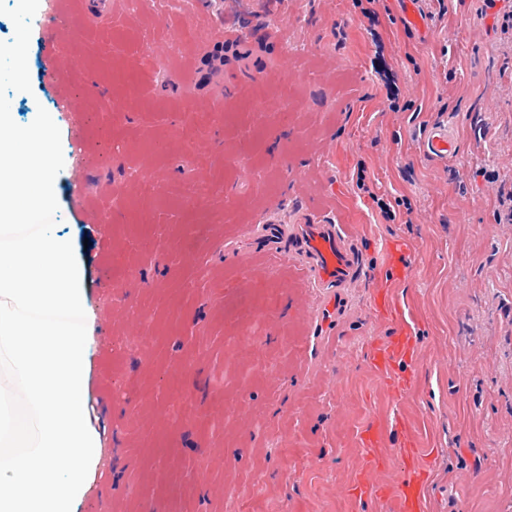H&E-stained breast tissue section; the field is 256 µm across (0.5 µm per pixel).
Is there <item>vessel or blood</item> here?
I'll return each mask as SVG.
<instances>
[{
    "mask_svg": "<svg viewBox=\"0 0 512 512\" xmlns=\"http://www.w3.org/2000/svg\"><path fill=\"white\" fill-rule=\"evenodd\" d=\"M82 14V0H50L45 16L39 21L46 51H53L62 42L85 39L86 30L79 22ZM421 147L436 158L451 156L456 151L447 129L441 126L424 130ZM111 194L108 188L86 194L87 222L100 223L104 214L102 201ZM254 247L256 252L267 256L290 252L302 259L316 297L309 321L311 333L319 339L332 334L341 315L344 293L359 276L358 259L342 226L306 219L284 224L271 218L258 229ZM370 305L376 315L395 326L391 336L370 347L368 359L372 369L384 377L392 396L398 398L407 394L416 380L413 335L416 318L385 288L372 291ZM396 427L402 435L396 448L384 445L386 425L374 423L365 429L361 439L366 450L362 469L349 484L347 496L354 503L369 499L383 501L388 504L389 512H428L426 488L433 459L423 452L420 434L407 419H399ZM393 462L399 469L396 482L367 480V473L386 471Z\"/></svg>",
    "mask_w": 512,
    "mask_h": 512,
    "instance_id": "1",
    "label": "vessel or blood"
}]
</instances>
